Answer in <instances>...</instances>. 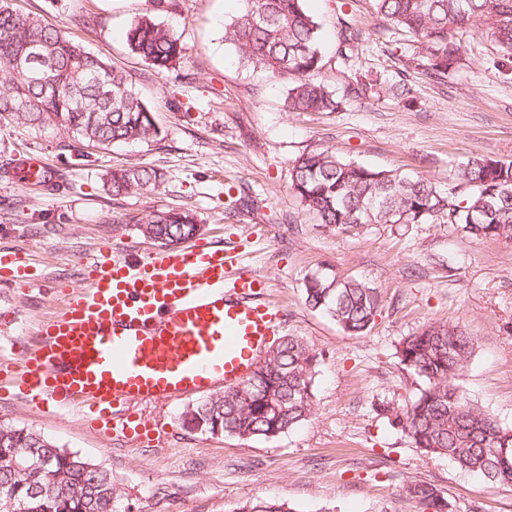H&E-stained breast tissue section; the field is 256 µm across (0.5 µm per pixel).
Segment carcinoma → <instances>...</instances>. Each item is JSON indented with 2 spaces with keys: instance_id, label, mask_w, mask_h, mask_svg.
<instances>
[{
  "instance_id": "obj_1",
  "label": "carcinoma",
  "mask_w": 512,
  "mask_h": 512,
  "mask_svg": "<svg viewBox=\"0 0 512 512\" xmlns=\"http://www.w3.org/2000/svg\"><path fill=\"white\" fill-rule=\"evenodd\" d=\"M243 7L224 29L239 61L264 69L288 84L290 112H337L347 97L372 95L359 80L338 94L318 75L329 64L319 25L306 0H241ZM386 29L417 40L420 66L442 79L464 61L465 38L490 37L512 58V0H375ZM332 59L347 66L358 58L360 31L342 9L336 13ZM130 51L155 72L175 68L184 48L172 29L151 14L126 31ZM25 65H18L19 60ZM0 118L53 123L72 137L108 146L158 135L151 109L126 77L69 39L59 26L15 10L0 0ZM152 168H115L104 184L119 196L134 187L157 186ZM291 188L316 222L350 233L361 224H452L477 239L512 241V161L472 156L442 189L427 178L398 170H375L333 152L303 154L292 162ZM139 231L164 247L194 237L193 214L168 209L137 221ZM305 303L330 316L344 333L363 336L382 312L378 289L357 279L317 270L304 283ZM475 348V338L452 324H432L406 337L397 349L405 369L423 382L401 411L385 406L390 426L414 447L445 456L492 485H512V430L472 404L457 384ZM317 356L301 340L285 336L258 363L244 386L188 407L183 424L202 433L242 439L276 438L311 414ZM406 498L426 512H451L432 484L413 483ZM0 512H126L112 475L41 435L0 424ZM239 512H292L283 503L245 504Z\"/></svg>"
}]
</instances>
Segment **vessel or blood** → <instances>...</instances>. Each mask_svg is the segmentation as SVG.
Here are the masks:
<instances>
[{"mask_svg": "<svg viewBox=\"0 0 512 512\" xmlns=\"http://www.w3.org/2000/svg\"><path fill=\"white\" fill-rule=\"evenodd\" d=\"M13 182H56L34 154L4 172ZM235 250L198 241L130 261L106 244L84 264L87 286L60 292L39 319L36 341L15 363L0 362V390L32 408L49 403L94 431L130 442L155 426L143 407L244 383L285 314L265 282L239 271ZM31 255L0 250V277L37 286Z\"/></svg>", "mask_w": 512, "mask_h": 512, "instance_id": "obj_1", "label": "vessel or blood"}]
</instances>
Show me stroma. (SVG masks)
<instances>
[{
  "label": "stroma",
  "instance_id": "1",
  "mask_svg": "<svg viewBox=\"0 0 512 512\" xmlns=\"http://www.w3.org/2000/svg\"><path fill=\"white\" fill-rule=\"evenodd\" d=\"M14 4L123 71L160 133L79 147L59 127L0 119V166L33 151L59 169L61 184L48 193L0 180V248L27 250L34 277L80 290L83 263L100 244L132 261L157 250L122 216L192 211L202 239L236 248L244 269L264 277L286 313V334L306 342L318 365L311 417L273 439L192 431L182 420L188 397L148 408L161 432L156 445L91 434L72 415L36 414L14 397H0V424L26 427L108 470L130 512H238L258 501L293 512H419L404 497L416 482L439 488L453 512H512V485H489L424 454L380 412L403 407L422 386L396 356L402 338L449 323L477 338L462 392L512 427V241L478 240L446 224H364L343 234L316 223L291 190L292 161L312 151L442 187L471 155L512 160V62L496 44L474 35L465 66L438 83L405 69L417 44L384 30L374 0H308L325 50L334 48L340 4L363 38L360 61L326 68L325 82L341 92L358 77L385 92L347 100L337 112H291L286 85L240 64L224 40L240 0H168L161 9L154 0ZM144 13L183 44L175 70L156 74L130 53L125 31ZM402 79L412 85V103L386 91ZM121 166L153 168L164 179L115 197L103 175ZM324 268L381 292L383 310L367 335H347L306 306L304 279ZM55 305L53 292L0 281V353L20 358L34 323Z\"/></svg>",
  "mask_w": 512,
  "mask_h": 512
}]
</instances>
